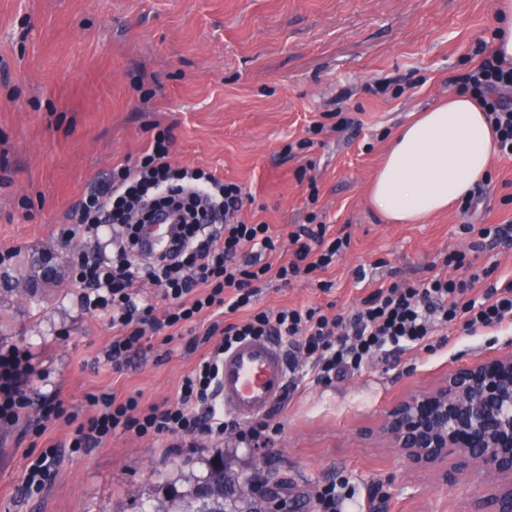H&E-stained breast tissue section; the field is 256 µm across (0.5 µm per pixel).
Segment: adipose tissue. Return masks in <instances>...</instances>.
I'll return each instance as SVG.
<instances>
[{
  "mask_svg": "<svg viewBox=\"0 0 512 512\" xmlns=\"http://www.w3.org/2000/svg\"><path fill=\"white\" fill-rule=\"evenodd\" d=\"M494 135L479 103L458 93L394 135L370 202L394 222L413 224L447 209L490 177Z\"/></svg>",
  "mask_w": 512,
  "mask_h": 512,
  "instance_id": "1",
  "label": "adipose tissue"
}]
</instances>
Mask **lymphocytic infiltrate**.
<instances>
[{
    "label": "lymphocytic infiltrate",
    "mask_w": 512,
    "mask_h": 512,
    "mask_svg": "<svg viewBox=\"0 0 512 512\" xmlns=\"http://www.w3.org/2000/svg\"><path fill=\"white\" fill-rule=\"evenodd\" d=\"M459 81L482 106L495 135L499 155L512 157V65L491 55ZM172 135L159 131L146 155L135 166L121 165L108 177L95 180L78 204L86 232L104 224H123L133 209L150 211L160 206H187L189 221L166 256L152 259L146 272L162 290L167 303L157 311L139 302L131 285L139 274L131 258L133 238L122 239L111 260L79 253L70 262L72 282L89 310L106 317L112 340L105 356L121 369L132 356L144 352L146 335L169 329L179 331L200 314L215 316L207 334L220 341L187 374L177 405L142 406L138 397L118 399L115 394L91 393V414L79 416L57 397L43 399L37 417L24 386L34 372L30 349H0V427L24 423L26 433L41 437L48 424L64 420L74 434L71 452L97 448L115 432L176 439L198 433L226 435L253 445H267L280 428L268 419L248 430L225 415L214 401L218 365L224 352L248 338L269 337L288 346V365L311 367L319 382L329 384L345 373L360 371L374 357L424 344L437 326L462 320L463 328L502 325L512 320V283L488 288L481 297L472 291L478 274L461 280L440 277L419 285L391 283L362 299L351 315L328 318L319 309H264L258 307L259 285L268 277L283 283L330 266L348 246V238L327 239L326 226L307 222L292 232L289 260L270 263L277 254V239L264 223L244 221L242 189L224 183L201 169L172 168ZM245 312L244 320L234 315Z\"/></svg>",
    "instance_id": "1"
}]
</instances>
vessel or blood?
Segmentation results:
<instances>
[{"label":"vessel or blood","mask_w":512,"mask_h":512,"mask_svg":"<svg viewBox=\"0 0 512 512\" xmlns=\"http://www.w3.org/2000/svg\"><path fill=\"white\" fill-rule=\"evenodd\" d=\"M288 361L281 347L266 338L244 340L224 353L217 399L225 413L247 423L281 400Z\"/></svg>","instance_id":"1"}]
</instances>
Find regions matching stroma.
Here are the masks:
<instances>
[{
	"mask_svg": "<svg viewBox=\"0 0 512 512\" xmlns=\"http://www.w3.org/2000/svg\"><path fill=\"white\" fill-rule=\"evenodd\" d=\"M495 0H0V254L12 276L32 254L61 263L72 253L111 257L119 226L78 232L77 205L96 176L140 159L170 129L173 166L201 168L243 189L242 215L269 225L288 260L289 235L317 214L329 237L350 244L328 269L262 284L260 306L321 308L349 315L394 281L480 273V288L512 280V242L478 230L512 221V158H491L486 196L463 230L458 206L419 224H392L368 195L391 136L414 114L459 93L454 76L476 67L489 45ZM352 119L347 131L333 127ZM323 133L309 131L313 123ZM319 188L308 197L309 181ZM75 234L62 239L61 230ZM465 254L467 267L449 265ZM365 279H358V269ZM209 315L171 341L154 337L143 356L113 371L105 318L87 311L70 275L26 291L0 287V348L30 347L36 394L59 393L88 414L86 396L113 392L142 404L175 402L200 362ZM445 345L377 359L326 385L303 366V392L275 409L281 432L255 449L235 437L192 446L116 433L70 453L74 431L44 436L0 428V512H150L223 455L233 484L284 478L283 512H319L331 483L352 493L349 512H466L482 491L481 470L443 484L397 449L366 436L392 405L458 368L512 354V325L467 333L438 328ZM61 459L38 495L22 476L48 445Z\"/></svg>",
	"mask_w": 512,
	"mask_h": 512,
	"instance_id": "stroma-1",
	"label": "stroma"
}]
</instances>
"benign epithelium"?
<instances>
[{"mask_svg": "<svg viewBox=\"0 0 512 512\" xmlns=\"http://www.w3.org/2000/svg\"><path fill=\"white\" fill-rule=\"evenodd\" d=\"M377 435L419 468L481 467L493 479L468 512H512V355L459 368L396 403Z\"/></svg>", "mask_w": 512, "mask_h": 512, "instance_id": "7a95c632", "label": "benign epithelium"}]
</instances>
